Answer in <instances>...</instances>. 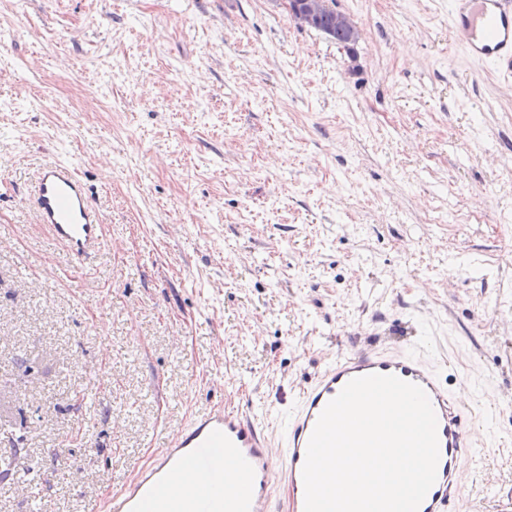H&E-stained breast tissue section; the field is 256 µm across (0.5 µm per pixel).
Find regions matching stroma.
Returning a JSON list of instances; mask_svg holds the SVG:
<instances>
[{
    "label": "stroma",
    "mask_w": 512,
    "mask_h": 512,
    "mask_svg": "<svg viewBox=\"0 0 512 512\" xmlns=\"http://www.w3.org/2000/svg\"><path fill=\"white\" fill-rule=\"evenodd\" d=\"M0 0V512H105L221 404L271 442L337 354L420 346L480 431L456 512H512V82L448 0ZM105 220L78 263L44 162ZM284 7L289 21L297 27L313 29L318 26L320 28L318 30L323 33L332 24L331 15H324L332 14L334 18L332 28L338 31H333L332 39L347 49L349 48L348 39L351 44H356L361 39L362 33L357 23L350 15L335 9L331 0H288L285 1ZM320 19L321 22L318 25ZM38 224L76 261L97 253L104 245V219L88 198L74 166L63 160L43 164L35 182Z\"/></svg>",
    "instance_id": "1"
}]
</instances>
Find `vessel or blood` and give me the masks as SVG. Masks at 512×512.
Masks as SVG:
<instances>
[{"instance_id":"1","label":"vessel or blood","mask_w":512,"mask_h":512,"mask_svg":"<svg viewBox=\"0 0 512 512\" xmlns=\"http://www.w3.org/2000/svg\"><path fill=\"white\" fill-rule=\"evenodd\" d=\"M448 38L473 59L512 79V0H449ZM38 223L75 260L104 245V219L88 198L74 166L57 160L43 164L35 182ZM443 369L417 350L345 352L322 367L297 393L280 451L243 413L223 406L208 408L173 434L153 463L137 479L113 494L108 512H270L271 492L283 484L289 512H304L302 469L317 420L352 379L394 375L420 386L437 416L440 460L437 479L418 512H455L463 468L476 459V418L455 400ZM236 463L239 496L223 501L213 491L224 475L225 459ZM207 473L208 481L197 478Z\"/></svg>"}]
</instances>
